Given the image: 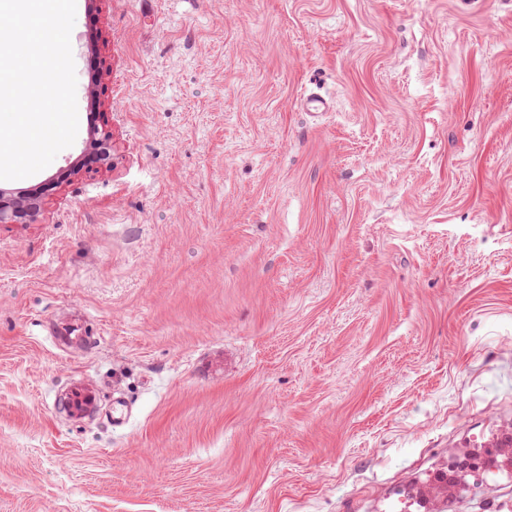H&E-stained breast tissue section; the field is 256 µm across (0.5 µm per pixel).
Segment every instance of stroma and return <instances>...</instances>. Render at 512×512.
I'll use <instances>...</instances> for the list:
<instances>
[{"mask_svg":"<svg viewBox=\"0 0 512 512\" xmlns=\"http://www.w3.org/2000/svg\"><path fill=\"white\" fill-rule=\"evenodd\" d=\"M71 46L76 140L4 183L47 191L0 224V512H338L443 451L478 512L512 0H76ZM93 111L112 167L68 176ZM81 380L129 424L71 421Z\"/></svg>","mask_w":512,"mask_h":512,"instance_id":"obj_1","label":"stroma"}]
</instances>
